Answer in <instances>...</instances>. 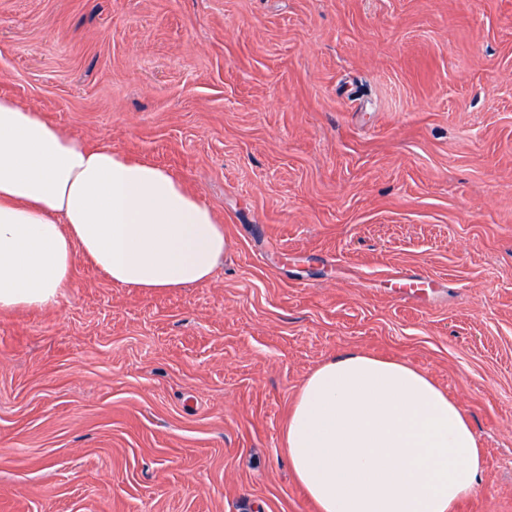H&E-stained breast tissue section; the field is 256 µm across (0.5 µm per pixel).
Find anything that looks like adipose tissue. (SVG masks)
I'll use <instances>...</instances> for the list:
<instances>
[{
    "mask_svg": "<svg viewBox=\"0 0 512 512\" xmlns=\"http://www.w3.org/2000/svg\"><path fill=\"white\" fill-rule=\"evenodd\" d=\"M225 247L174 174L0 97V310L56 304L80 257L132 288L202 285ZM285 446L318 512H452L484 470L456 400L409 363L360 351L305 378Z\"/></svg>",
    "mask_w": 512,
    "mask_h": 512,
    "instance_id": "adipose-tissue-1",
    "label": "adipose tissue"
}]
</instances>
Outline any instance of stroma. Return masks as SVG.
Wrapping results in <instances>:
<instances>
[{"instance_id":"35a3bbf8","label":"stroma","mask_w":512,"mask_h":512,"mask_svg":"<svg viewBox=\"0 0 512 512\" xmlns=\"http://www.w3.org/2000/svg\"><path fill=\"white\" fill-rule=\"evenodd\" d=\"M0 97L168 169L227 242L202 285L80 259L0 310V512H317L284 433L349 351L456 399V512H512V0H0ZM394 275L401 290L400 294L405 298L416 297L419 292L425 291L433 283V277L424 273L398 270Z\"/></svg>"}]
</instances>
